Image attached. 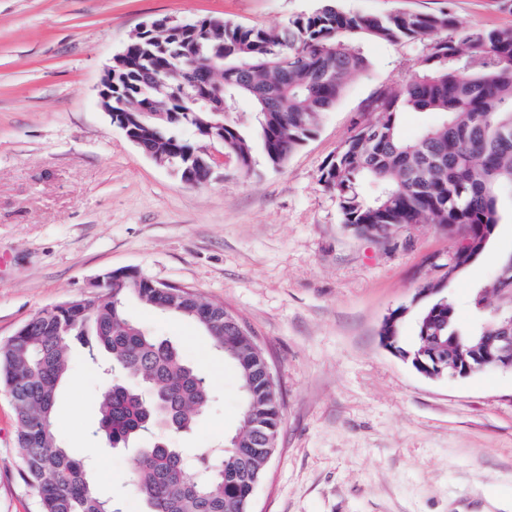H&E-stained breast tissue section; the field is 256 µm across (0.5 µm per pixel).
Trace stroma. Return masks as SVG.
<instances>
[{
  "label": "stroma",
  "instance_id": "obj_1",
  "mask_svg": "<svg viewBox=\"0 0 512 512\" xmlns=\"http://www.w3.org/2000/svg\"><path fill=\"white\" fill-rule=\"evenodd\" d=\"M321 0H0V345L32 317L82 296L120 268L218 303L255 336L273 365L283 421L252 512H512V374L431 380L382 345L386 315L426 281L447 279L458 321L471 295L512 253L504 205L488 250L448 272L454 240L434 224L365 238L346 228L320 180L324 165L369 119L383 89L405 83L423 40L360 39L367 69L323 113L314 135L279 168L254 152L243 175L218 158L211 181L182 183L147 158L99 104L101 81L133 33L163 18L215 16L273 28ZM351 13L450 11L464 27H512L500 0H339ZM130 314L178 342L212 373L219 397L179 448H210L239 419L234 369L194 324L137 302ZM58 405L67 447L89 451L96 487L120 512H144L124 482L133 449L91 433L100 377L71 350ZM16 419L0 389V512H37L22 478Z\"/></svg>",
  "mask_w": 512,
  "mask_h": 512
}]
</instances>
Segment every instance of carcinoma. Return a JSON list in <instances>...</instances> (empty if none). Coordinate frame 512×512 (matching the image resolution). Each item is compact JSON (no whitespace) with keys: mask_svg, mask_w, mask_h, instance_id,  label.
I'll use <instances>...</instances> for the list:
<instances>
[{"mask_svg":"<svg viewBox=\"0 0 512 512\" xmlns=\"http://www.w3.org/2000/svg\"><path fill=\"white\" fill-rule=\"evenodd\" d=\"M361 37L426 40L428 51L404 86L377 95L374 117L357 124L321 181L335 194L343 223L363 224L364 233L409 224L463 231L457 272L485 252L500 202L512 198V28H461L446 12L363 16L339 9L336 0H322L315 12L275 29L204 17L187 29H148L113 58L112 111L141 112L139 120L149 126L157 123L151 112L181 113L154 140L180 178L195 148L181 129L205 138L211 125L222 123L224 153L248 176L253 153L243 124L201 110L197 97L208 89L191 80L210 60L222 66L224 111L249 100L261 151L280 166L367 67L356 45ZM405 112H433L438 121L406 138L400 131ZM131 296L196 324L233 366L240 425L234 447L206 450L186 465L179 464L180 448L156 443L143 449L128 470L127 487L142 498L145 512H241L247 479L261 480L267 469L254 431L273 448L283 421L279 392L261 376L265 352L249 332L226 328L236 316L224 306L173 285L161 288L146 276L109 288L87 305L72 298L44 310L0 346V385L13 402L23 479L36 491L38 512H119L96 490L88 460L58 434L57 401L73 342L84 348L86 363L110 365L112 385L99 398L96 432L112 444L151 433L160 410L175 417L173 432L187 433L214 395L208 373L133 320ZM502 324L489 317L460 329L455 300L440 292L417 313V341L404 351L448 357L457 339L494 336Z\"/></svg>","mask_w":512,"mask_h":512,"instance_id":"carcinoma-1","label":"carcinoma"}]
</instances>
